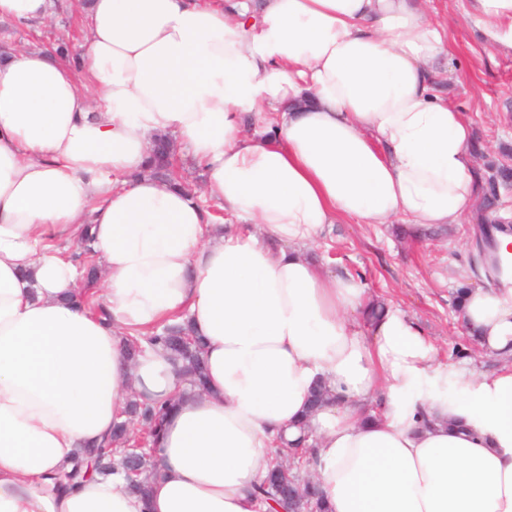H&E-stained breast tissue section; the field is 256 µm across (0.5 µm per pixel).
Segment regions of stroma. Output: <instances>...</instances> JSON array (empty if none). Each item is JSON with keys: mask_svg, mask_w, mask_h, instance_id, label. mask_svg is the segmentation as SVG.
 I'll use <instances>...</instances> for the list:
<instances>
[{"mask_svg": "<svg viewBox=\"0 0 512 512\" xmlns=\"http://www.w3.org/2000/svg\"><path fill=\"white\" fill-rule=\"evenodd\" d=\"M83 0H58L46 24V39L32 29L4 20L0 43L37 50L51 39L66 41L78 51L85 32ZM431 17L448 28L450 54L441 66L448 78L443 95L466 112L473 138L496 167L512 169V50L485 42L465 13L462 0H427ZM484 208L475 204L466 223L415 232L412 225L358 224L351 220L330 225L309 248L314 259L339 271L361 274L368 295L400 307L414 317L436 350V359L448 363L453 348H468L470 335L452 305L456 288L483 284L475 263L473 230L484 223Z\"/></svg>", "mask_w": 512, "mask_h": 512, "instance_id": "1", "label": "stroma"}]
</instances>
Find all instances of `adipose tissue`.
Segmentation results:
<instances>
[{
  "instance_id": "1",
  "label": "adipose tissue",
  "mask_w": 512,
  "mask_h": 512,
  "mask_svg": "<svg viewBox=\"0 0 512 512\" xmlns=\"http://www.w3.org/2000/svg\"><path fill=\"white\" fill-rule=\"evenodd\" d=\"M467 4L512 50V0ZM83 24L74 57L0 60V512H271L252 491L274 438L305 432L327 512H512V368L436 363L404 310L366 319L362 283L305 254L341 219L460 224L483 197L438 87L444 28L419 0H88ZM164 132L232 223L146 176ZM86 233L102 316L45 247ZM489 276L461 319L512 356V270ZM182 319L207 389L164 419L148 501L119 473L57 486L129 389L171 399L166 353L122 344ZM319 382L334 398L311 413Z\"/></svg>"
}]
</instances>
